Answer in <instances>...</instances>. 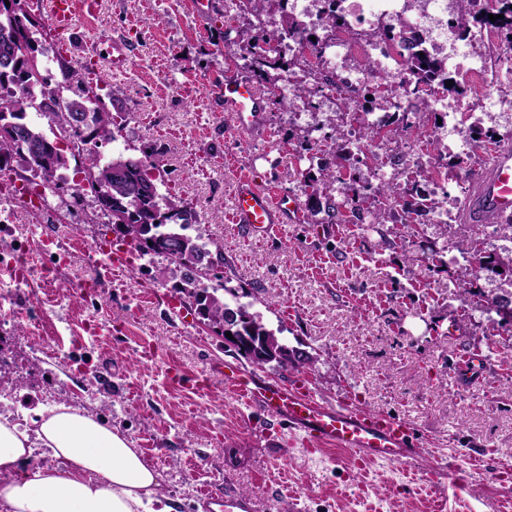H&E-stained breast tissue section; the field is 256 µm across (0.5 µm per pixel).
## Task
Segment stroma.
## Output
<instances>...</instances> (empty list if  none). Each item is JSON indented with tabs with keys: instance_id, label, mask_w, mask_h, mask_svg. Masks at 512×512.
<instances>
[{
	"instance_id": "1",
	"label": "stroma",
	"mask_w": 512,
	"mask_h": 512,
	"mask_svg": "<svg viewBox=\"0 0 512 512\" xmlns=\"http://www.w3.org/2000/svg\"><path fill=\"white\" fill-rule=\"evenodd\" d=\"M100 2L96 17L77 20L73 40L80 53L132 41L126 73L94 83L123 145L154 152L171 193L196 211V232L223 242L231 287L246 288L254 311L311 358L317 397L406 421L414 446L405 463L359 470L345 452H310L288 425L247 410L225 390L221 365L269 383L295 369L252 365L190 312L171 313L163 258L88 288L97 275L89 248L113 231L93 222L90 197L75 200L76 161L52 212L17 209L0 232V242L54 270L51 285L17 289L4 303L0 353L12 363L0 368V414L27 429L49 402L101 416L161 473L177 512H202L210 489L245 501L244 512H433L452 482L454 512H512V330L488 341L477 303L512 284L487 272L461 296L458 252L435 229L398 224L383 237L310 214L303 174L338 155L331 114L312 119L310 160L299 157L300 124L270 89L260 91L251 129L234 127L220 85L246 74L226 39L242 23L229 0L204 18L195 0ZM247 175L298 203L265 240L247 239L233 220ZM464 353L486 364L462 387L455 361Z\"/></svg>"
}]
</instances>
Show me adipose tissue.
Returning a JSON list of instances; mask_svg holds the SVG:
<instances>
[{
	"label": "adipose tissue",
	"instance_id": "adipose-tissue-1",
	"mask_svg": "<svg viewBox=\"0 0 512 512\" xmlns=\"http://www.w3.org/2000/svg\"><path fill=\"white\" fill-rule=\"evenodd\" d=\"M35 433L0 416V512H175L161 475L101 418L60 404ZM55 466H33L34 449Z\"/></svg>",
	"mask_w": 512,
	"mask_h": 512
}]
</instances>
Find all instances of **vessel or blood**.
Here are the masks:
<instances>
[{
	"label": "vessel or blood",
	"mask_w": 512,
	"mask_h": 512,
	"mask_svg": "<svg viewBox=\"0 0 512 512\" xmlns=\"http://www.w3.org/2000/svg\"><path fill=\"white\" fill-rule=\"evenodd\" d=\"M62 54L72 51L69 33L76 17H92L97 13V0H48ZM225 111L231 112L239 128H250L261 109L260 97L248 82L228 78L224 81ZM470 223L490 224L512 215V144L499 147L491 156L477 182L475 193L466 205ZM295 199L279 196L251 178H244L233 206V219L249 237L261 239L270 234L285 214H297ZM105 274L122 271L129 266L127 250L98 244ZM224 385L242 398L247 406L286 421L303 441L316 447L324 445L347 452L357 466L386 462H403L413 444L410 426L400 419L375 413L364 407H338L317 399L307 379L270 385L247 374L236 365L221 368ZM203 512H234L238 499L222 492L205 493L201 499Z\"/></svg>",
	"instance_id": "b4317fda"
}]
</instances>
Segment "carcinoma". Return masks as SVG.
I'll return each instance as SVG.
<instances>
[{
	"instance_id": "1",
	"label": "carcinoma",
	"mask_w": 512,
	"mask_h": 512,
	"mask_svg": "<svg viewBox=\"0 0 512 512\" xmlns=\"http://www.w3.org/2000/svg\"><path fill=\"white\" fill-rule=\"evenodd\" d=\"M236 10L247 17V23L237 31L235 45L238 47L242 68L259 83L267 82L269 70L283 69L296 65V61L287 60L281 54L284 41L294 38L310 49L319 50V42L311 37L314 33L302 28L292 14L285 10L287 0H232ZM472 0H457V10L453 16L458 26L468 29L472 23ZM273 12L281 14V25L271 29L252 22ZM499 13L505 15L500 24L501 40L512 45V0H500ZM36 23L28 10V0H0V173L12 171V161L19 160L24 170L30 173L28 181L37 179L49 181L57 171L68 166L69 158L63 150L53 146L54 139L41 127L27 120V113L33 108V100L25 95L11 96L7 85L24 81L39 83L33 77L34 63L43 55L40 41L35 38ZM403 47L402 68L418 76L426 88L421 90L417 101L423 108L427 119L423 122L409 121V111L403 110L401 118L388 127H363L361 138L369 141L381 140L401 143L406 140L409 129L414 127L427 143L432 145L440 137L442 125L430 121L432 86H446L451 80L448 64L438 57L420 56L419 34L413 30L401 40ZM60 80L65 88L72 86L79 91L77 97L64 102L59 107L52 98V92L44 90L41 114L46 117L51 133L66 134L70 131L99 141L118 140L122 128L115 122L114 115L100 106V100L93 86L85 81V72L79 60L58 59ZM335 86L327 76L316 73L305 81L295 84L291 96L275 101L282 109L291 110L296 101L311 102V98L323 91V86ZM341 115L353 112V104L361 110L373 105L376 100H388L396 94L381 95L377 87H364L350 92L338 91ZM466 140L472 153L486 154L497 141L483 130L471 127L466 131ZM83 170L94 183L97 194L94 202L98 210L111 219V224L125 226L131 243L141 255H155L168 258V249L186 251L199 258L202 263L210 264L216 285L206 283V278L197 275L196 270L185 263L169 261L171 278L177 281L180 297L188 300L190 308L200 311L204 318L216 323L231 326L234 335L242 343L263 348L265 337L278 344H284L275 332L268 329L260 316L249 311L251 304L240 302L238 289L227 287L224 276L218 271L230 266L224 258L223 243L211 239L201 242L202 236L188 233L198 224L196 212L181 199L170 192H161L164 181L154 177L152 171L157 165L151 156L141 157L120 152L110 159L95 154L82 157ZM304 192L310 202V211L324 213V223L344 222L358 227L384 224H417L425 226L424 217L436 207L438 202L422 194L411 200L403 198L394 190V186L381 182L362 185L359 178L352 175L342 178V171L324 164L318 174L307 176L304 180ZM343 199L336 201V194ZM377 203L370 202V197ZM512 231V218L497 224H466L463 232L454 242L461 255L464 267L465 283L473 284L484 272H496V268L512 277V251L492 252L483 259L476 256L474 236ZM160 240V246L150 243L152 238ZM232 301H226L225 295ZM512 310V291L501 296L486 298V310L489 314L487 335L496 336V331L509 326L501 311Z\"/></svg>"
}]
</instances>
